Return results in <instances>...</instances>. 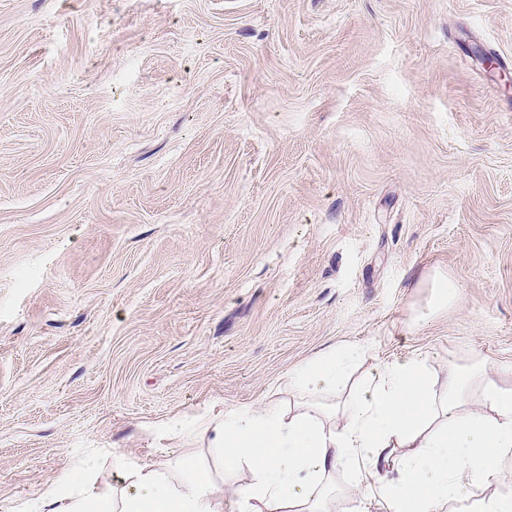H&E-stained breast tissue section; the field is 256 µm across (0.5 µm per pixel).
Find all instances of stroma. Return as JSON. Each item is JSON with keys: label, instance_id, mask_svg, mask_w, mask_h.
<instances>
[{"label": "stroma", "instance_id": "1", "mask_svg": "<svg viewBox=\"0 0 512 512\" xmlns=\"http://www.w3.org/2000/svg\"><path fill=\"white\" fill-rule=\"evenodd\" d=\"M334 343L512 378V0H0V512ZM430 288H433L434 295L431 304L420 309L416 314L417 322L426 321L434 311L447 306L449 300L456 297L453 285L448 281V277L435 273L428 281Z\"/></svg>", "mask_w": 512, "mask_h": 512}]
</instances>
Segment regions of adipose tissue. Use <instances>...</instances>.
I'll list each match as a JSON object with an SVG mask.
<instances>
[{
  "mask_svg": "<svg viewBox=\"0 0 512 512\" xmlns=\"http://www.w3.org/2000/svg\"><path fill=\"white\" fill-rule=\"evenodd\" d=\"M362 355L340 344L295 365L299 398L285 407L169 418L164 432L209 452L180 457L176 474L116 454L102 487L89 458L24 512H224L228 496L238 512H331L342 471L357 477L348 496L385 512H512V382L482 359L449 360L440 377L414 351L347 386Z\"/></svg>",
  "mask_w": 512,
  "mask_h": 512,
  "instance_id": "obj_1",
  "label": "adipose tissue"
}]
</instances>
